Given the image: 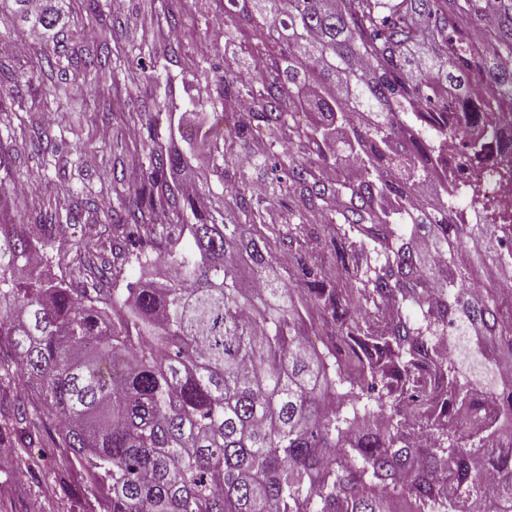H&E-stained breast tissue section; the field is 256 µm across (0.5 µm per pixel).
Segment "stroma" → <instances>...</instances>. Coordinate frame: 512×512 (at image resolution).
I'll return each instance as SVG.
<instances>
[{"label":"stroma","mask_w":512,"mask_h":512,"mask_svg":"<svg viewBox=\"0 0 512 512\" xmlns=\"http://www.w3.org/2000/svg\"><path fill=\"white\" fill-rule=\"evenodd\" d=\"M67 26L61 42L33 34L6 6H0V41L21 42V55L0 54V74L35 71L32 83L14 97L0 88V189L13 197L9 217L19 224L78 216V239L117 240L108 217L133 193L154 152L179 150L184 169L168 174L173 191L183 178L195 182L211 209H227L234 171L225 157L265 154L270 139L260 126L247 140L234 134L249 116L230 112L219 77L225 68L250 63L246 35L224 39V0H66ZM182 35L168 36L169 15ZM107 41V82L88 80L83 90L45 97L44 88L61 84L89 52ZM54 67L41 66L43 57ZM183 112H199L202 122L177 127ZM47 136L46 153L30 141ZM0 467V512H72L70 490L82 489L79 473L69 472L67 452L13 443ZM68 472V486L53 479Z\"/></svg>","instance_id":"1"}]
</instances>
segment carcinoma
I'll return each mask as SVG.
<instances>
[{
	"mask_svg": "<svg viewBox=\"0 0 512 512\" xmlns=\"http://www.w3.org/2000/svg\"><path fill=\"white\" fill-rule=\"evenodd\" d=\"M60 2L34 13L13 0L14 12L57 36ZM229 2L224 38L246 25L250 54L274 62L260 75L224 70V98L248 102L274 144L303 100L309 130L272 154L282 175L262 194L240 172L232 221L184 190L194 223L147 222L183 163L178 151L151 156L111 215L139 248H79L69 281L48 253L75 215L36 233L0 218V442L69 449L109 512H396L400 498L417 512H512V440L491 460L469 424L470 407L483 410L470 395L480 377L488 418L512 425L494 392L512 374V301L500 288L512 278V213L469 184L480 216L463 223L445 174L412 204L436 171L413 124L458 140L462 168L512 152L511 135L483 125L490 112L512 124V0H288L286 12L281 0ZM478 84L497 93L474 98ZM345 155L355 182L338 167ZM274 201L288 210L278 236L306 300L357 360L355 382L299 333L293 289L265 238L246 235L276 225ZM316 214L336 225L334 275L294 248ZM119 255L168 275L105 288ZM450 336L458 355L445 357ZM422 419L432 427L416 445L407 428Z\"/></svg>",
	"mask_w": 512,
	"mask_h": 512,
	"instance_id": "1",
	"label": "carcinoma"
}]
</instances>
